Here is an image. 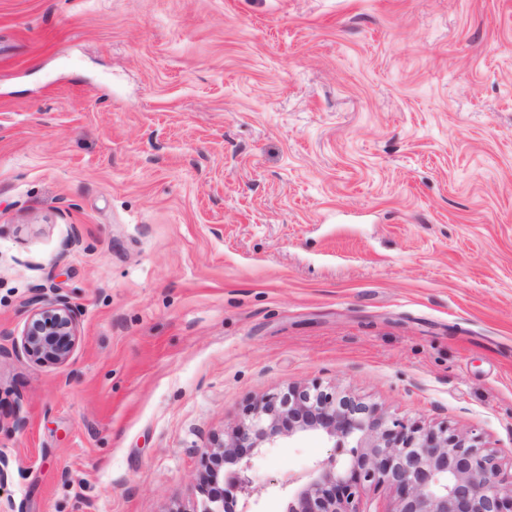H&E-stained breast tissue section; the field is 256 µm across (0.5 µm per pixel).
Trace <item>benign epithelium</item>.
<instances>
[{
  "mask_svg": "<svg viewBox=\"0 0 512 512\" xmlns=\"http://www.w3.org/2000/svg\"><path fill=\"white\" fill-rule=\"evenodd\" d=\"M20 352L38 362L65 364L79 338V312L57 289H35ZM317 433L349 457L316 463L288 496L284 512H362V492L388 485L390 512H512V472L478 437L446 426L390 419L374 407L319 386L292 388L253 404L249 419L206 453L208 479L201 512H250L258 491L250 458L299 433Z\"/></svg>",
  "mask_w": 512,
  "mask_h": 512,
  "instance_id": "7a95c632",
  "label": "benign epithelium"
}]
</instances>
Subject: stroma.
I'll return each mask as SVG.
<instances>
[{"mask_svg":"<svg viewBox=\"0 0 512 512\" xmlns=\"http://www.w3.org/2000/svg\"><path fill=\"white\" fill-rule=\"evenodd\" d=\"M313 383L512 466V0H0V512H200ZM332 453L252 456L258 512ZM41 289L35 288L31 303L38 307L33 310L15 348L38 362L63 365L79 338V312L56 288H43L52 297Z\"/></svg>","mask_w":512,"mask_h":512,"instance_id":"35a3bbf8","label":"stroma"}]
</instances>
